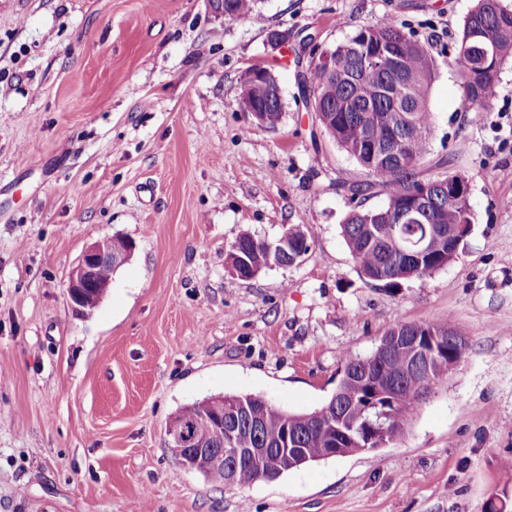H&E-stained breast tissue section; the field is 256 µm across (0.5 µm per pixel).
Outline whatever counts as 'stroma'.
I'll use <instances>...</instances> for the list:
<instances>
[{
  "label": "stroma",
  "mask_w": 512,
  "mask_h": 512,
  "mask_svg": "<svg viewBox=\"0 0 512 512\" xmlns=\"http://www.w3.org/2000/svg\"><path fill=\"white\" fill-rule=\"evenodd\" d=\"M476 0H0V512H512V60L489 112L460 110L448 54ZM384 17L430 45L423 176L464 173L457 258L390 288L357 272L341 224L362 167L299 85L322 49ZM287 34V47L271 33ZM271 69L280 124L242 76ZM300 225L293 265L241 280L245 232ZM113 235L135 250L91 312L65 284ZM452 321L467 359L389 447L220 486L184 469L182 408L258 395L308 413L401 323ZM209 9L216 16L230 19L240 23H255L259 21V14L255 9V0H207ZM224 12L230 17L225 16ZM259 69H252L250 70L248 80L243 83L242 86V104L244 108L251 112V114L256 119L257 123L261 127H266V125L262 122L261 114L266 112L267 117V125L272 128H276L278 124L280 123L282 119V106L281 101L279 97L277 96L275 84L274 82L268 87L264 92L263 95L265 97V102L263 104V107L261 109V112L259 111V105L256 103L255 99H248L247 97V89L251 86H257V85H265V80L268 76V74H271L279 87L280 96H281V89L278 82L277 77L275 74L266 68L260 69L262 67H255Z\"/></svg>",
  "instance_id": "obj_1"
}]
</instances>
